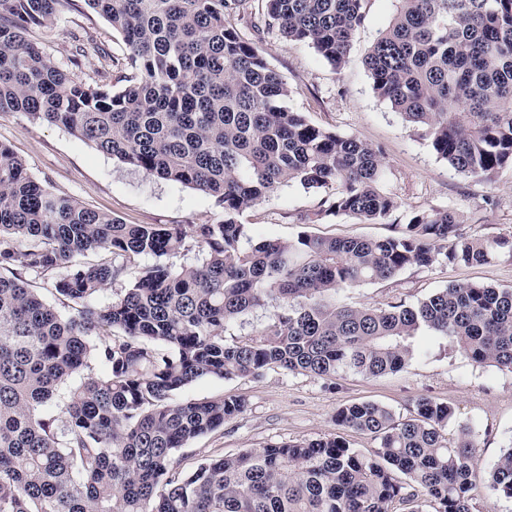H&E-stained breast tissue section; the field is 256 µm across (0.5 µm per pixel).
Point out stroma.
<instances>
[{
	"label": "stroma",
	"mask_w": 512,
	"mask_h": 512,
	"mask_svg": "<svg viewBox=\"0 0 512 512\" xmlns=\"http://www.w3.org/2000/svg\"><path fill=\"white\" fill-rule=\"evenodd\" d=\"M397 8L398 0H368L365 25L354 38L347 66L339 71L312 48L288 42L274 29L263 31L259 47L288 85V109L318 127L382 148L386 176L381 188L398 201L397 220L431 207L451 208L460 213L464 234L510 237L512 168L500 170L488 183L458 174L372 89L362 60ZM27 37L52 62L87 83L103 77L112 82L127 70L121 36L84 0H75L74 8L57 14L49 27L29 30ZM0 142L9 145L48 190L124 223L212 224L224 219L223 209L205 193L147 175L63 127L32 121L24 113L0 114ZM320 200L319 194L293 183L245 211L242 221L252 240H290L302 229L298 216L316 212ZM309 230L336 238L394 233L390 224H362L347 216L322 220ZM466 281L512 286V255H499L480 266L411 267L387 281L344 289L339 300L358 307H380L399 299L415 303L448 283ZM425 344L426 353L414 356L402 370L377 377L340 373L327 379L272 368L260 379L210 378L191 384L182 399L239 396L247 409L180 449L182 468L188 471L202 459L233 456L271 442L338 434L350 447L368 452L376 448V441L337 425L341 407L374 401L405 418L418 398L429 397L452 405L457 421L470 425L479 436V480L472 512H512V501L484 480L502 450L512 444V373L477 365L447 342L429 337Z\"/></svg>",
	"instance_id": "35a3bbf8"
}]
</instances>
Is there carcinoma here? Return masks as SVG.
<instances>
[{"instance_id": "cac0c4a2", "label": "carcinoma", "mask_w": 512, "mask_h": 512, "mask_svg": "<svg viewBox=\"0 0 512 512\" xmlns=\"http://www.w3.org/2000/svg\"><path fill=\"white\" fill-rule=\"evenodd\" d=\"M74 0H0V113L62 126L118 161L205 192L217 224H125L47 191L0 142V512H471L478 440L454 409L420 398L400 418L372 401L336 422L371 436L370 454L340 436L176 458L190 440L245 412L242 398L182 400L208 378H259L272 367L332 377L402 370L420 336L512 372V288L451 283L410 304L336 303L345 288L409 267L490 262L512 237L465 236L453 209L413 213L383 238L288 241L248 236L242 213L297 183L321 195L303 225L346 215L382 224L397 211L380 189V148L309 123L284 105L287 84L228 19L246 0H84L119 33L129 73L74 79L25 38ZM265 26L333 69L349 62L366 0H261ZM364 66L378 97L422 131L455 172L487 181L512 167V0H399ZM201 262L161 261L187 240ZM99 260L81 265L79 256ZM150 255L108 306L91 299L131 259ZM50 280L64 318L29 278ZM274 304L262 339L224 331ZM104 374L91 372V362ZM512 499V445L489 473Z\"/></svg>"}]
</instances>
